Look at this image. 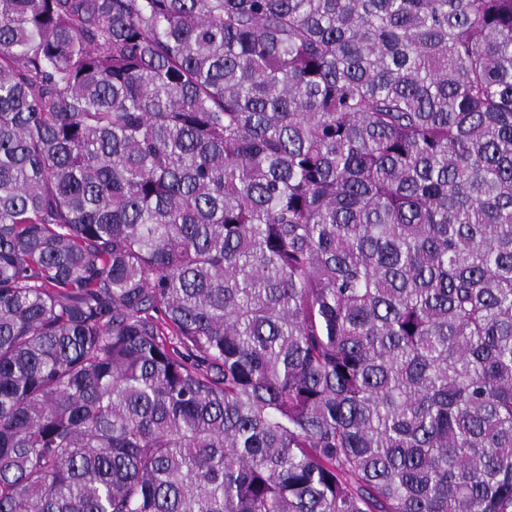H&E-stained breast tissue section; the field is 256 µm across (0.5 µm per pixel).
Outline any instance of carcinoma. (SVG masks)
Returning a JSON list of instances; mask_svg holds the SVG:
<instances>
[{
	"mask_svg": "<svg viewBox=\"0 0 512 512\" xmlns=\"http://www.w3.org/2000/svg\"><path fill=\"white\" fill-rule=\"evenodd\" d=\"M0 512H512V0H0Z\"/></svg>",
	"mask_w": 512,
	"mask_h": 512,
	"instance_id": "obj_1",
	"label": "carcinoma"
}]
</instances>
